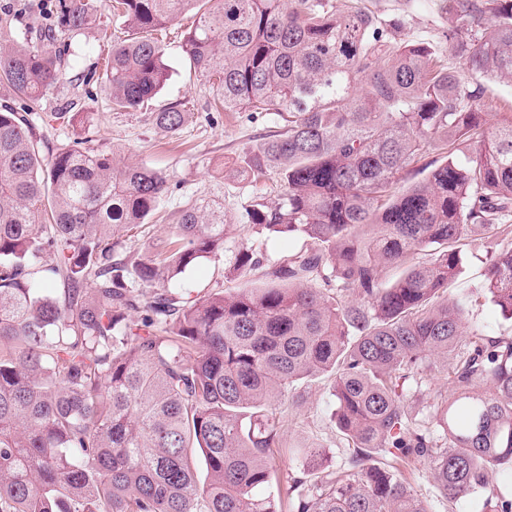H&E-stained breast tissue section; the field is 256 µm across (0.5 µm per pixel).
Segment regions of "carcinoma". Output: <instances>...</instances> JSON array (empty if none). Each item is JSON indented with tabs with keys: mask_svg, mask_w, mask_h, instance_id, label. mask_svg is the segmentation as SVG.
Listing matches in <instances>:
<instances>
[{
	"mask_svg": "<svg viewBox=\"0 0 512 512\" xmlns=\"http://www.w3.org/2000/svg\"><path fill=\"white\" fill-rule=\"evenodd\" d=\"M448 3L458 69L406 38L402 19L332 0L288 13L281 0H112L129 29L104 70L114 108L163 89L152 32L192 12L184 53L217 103L282 122L241 156L277 196L246 214L307 246L263 287L153 290L224 256V206L191 200L153 255L127 251L168 175L90 137L46 161L25 116L0 104V512H429L402 477L422 460L448 507L481 492L484 512H512V487L489 482L512 466V337L465 332L448 300L463 248L499 238L485 288L512 319V117L485 128L487 88L464 77L512 80V0ZM97 12L57 0L53 23L0 50V80L45 95L70 69L59 35ZM189 118L178 101L150 113L172 135ZM432 151L424 178L398 186ZM232 266L254 275L262 262L241 248ZM439 368L451 394L411 416L408 394ZM325 374L345 467L290 476L284 498L278 403Z\"/></svg>",
	"mask_w": 512,
	"mask_h": 512,
	"instance_id": "obj_1",
	"label": "carcinoma"
}]
</instances>
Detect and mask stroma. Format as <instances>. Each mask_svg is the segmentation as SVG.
Here are the masks:
<instances>
[{
	"label": "stroma",
	"mask_w": 512,
	"mask_h": 512,
	"mask_svg": "<svg viewBox=\"0 0 512 512\" xmlns=\"http://www.w3.org/2000/svg\"><path fill=\"white\" fill-rule=\"evenodd\" d=\"M108 3L109 0H99L96 25L86 29L74 44L73 73L100 67L113 40L125 38L127 31L113 20ZM335 3L339 6L350 3L386 18H404L408 35L433 43L438 57L448 56L447 45L439 39L440 33L450 26L446 0H335ZM192 22V17L187 15L167 24L163 37L170 78L162 92L148 104L117 111L103 85L88 90L79 82L65 81L41 99L30 102L28 114L34 134L49 150L69 144L90 130L100 145L120 150L124 162L161 168L174 185L166 198V210H178L190 199H222L226 218L225 259L202 262L169 284L170 289L199 297L215 288L231 292L242 286L243 277L229 269V253L242 247L252 249L262 257V271L267 274L289 254L303 248L305 242L300 238L270 237L247 223V205L254 197L263 195L264 190L235 177L231 169L243 152L260 145L264 135L275 129L277 121L274 116L248 111L211 110L213 91L207 79L191 68L182 51L183 38ZM70 101L85 112V124L64 118L62 110ZM173 101L183 102L192 114L188 125L177 136L149 120L150 112ZM496 244V239L489 238L463 249L460 273L449 294L467 310L468 330L491 337L512 336V321L502 317L484 290L486 257ZM335 409L331 378L323 376L299 386L294 402L284 408L285 423L281 429L284 450L274 453L272 458L280 477H287L300 465L298 459L287 456V449L311 444L322 450L318 471L341 467L344 448L336 430ZM405 477L426 500L430 512H482V502L477 497L463 500L453 508L436 497L428 464L417 465Z\"/></svg>",
	"instance_id": "1"
}]
</instances>
